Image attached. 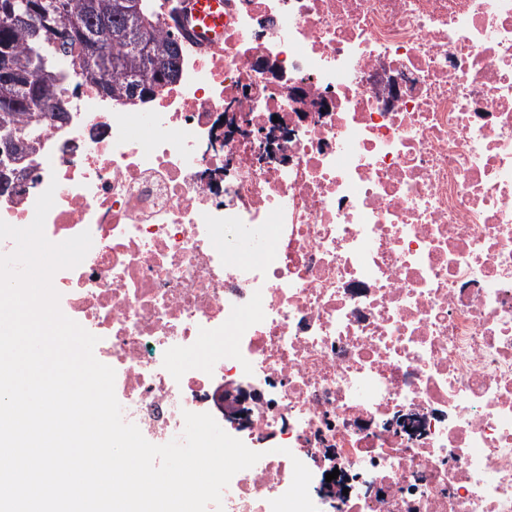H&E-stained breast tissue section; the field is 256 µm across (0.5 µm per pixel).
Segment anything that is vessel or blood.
<instances>
[{"label":"vessel or blood","instance_id":"obj_1","mask_svg":"<svg viewBox=\"0 0 512 512\" xmlns=\"http://www.w3.org/2000/svg\"><path fill=\"white\" fill-rule=\"evenodd\" d=\"M172 24L198 47L210 50L224 42V0H171Z\"/></svg>","mask_w":512,"mask_h":512}]
</instances>
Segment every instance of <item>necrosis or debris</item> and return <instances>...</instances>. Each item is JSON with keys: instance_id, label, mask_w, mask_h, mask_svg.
I'll list each match as a JSON object with an SVG mask.
<instances>
[{"instance_id": "necrosis-or-debris-1", "label": "necrosis or debris", "mask_w": 512, "mask_h": 512, "mask_svg": "<svg viewBox=\"0 0 512 512\" xmlns=\"http://www.w3.org/2000/svg\"><path fill=\"white\" fill-rule=\"evenodd\" d=\"M326 98L302 123L289 80ZM0 193L28 226L90 231L53 278L99 337L126 422L151 443L250 392L223 512H266L293 460L337 472L332 512H512V0H224V45L183 43L151 101L63 73ZM238 125L279 123L282 164ZM244 229L259 259L225 247Z\"/></svg>"}]
</instances>
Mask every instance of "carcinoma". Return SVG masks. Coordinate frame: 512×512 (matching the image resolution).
I'll use <instances>...</instances> for the list:
<instances>
[{
    "mask_svg": "<svg viewBox=\"0 0 512 512\" xmlns=\"http://www.w3.org/2000/svg\"><path fill=\"white\" fill-rule=\"evenodd\" d=\"M65 16L55 21V0H11V16L0 17V179L36 150L48 116L37 104L60 98L61 69L54 65L57 48L79 62L84 81L101 95L136 104L174 83L168 71L153 65L150 52L167 54L180 65L178 39L161 32L151 0L141 9L109 15L111 0H63ZM96 37L107 51L93 57L87 42ZM105 72L103 85L96 74Z\"/></svg>",
    "mask_w": 512,
    "mask_h": 512,
    "instance_id": "1",
    "label": "carcinoma"
}]
</instances>
